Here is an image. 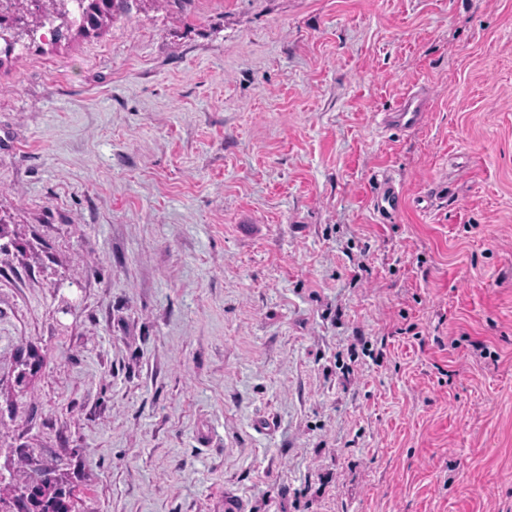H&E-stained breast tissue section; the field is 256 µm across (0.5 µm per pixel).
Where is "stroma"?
I'll return each instance as SVG.
<instances>
[{
  "instance_id": "obj_1",
  "label": "stroma",
  "mask_w": 512,
  "mask_h": 512,
  "mask_svg": "<svg viewBox=\"0 0 512 512\" xmlns=\"http://www.w3.org/2000/svg\"><path fill=\"white\" fill-rule=\"evenodd\" d=\"M32 458L71 512H512V0L135 7L1 64ZM427 107L428 96L426 92H410L399 100L394 112L387 114L385 122L402 129L414 128L422 121ZM373 210L383 219L397 216L404 207V195L400 187L388 177L377 182L371 194Z\"/></svg>"
}]
</instances>
